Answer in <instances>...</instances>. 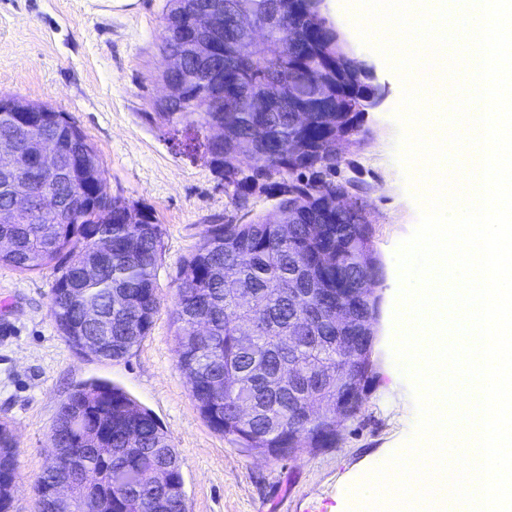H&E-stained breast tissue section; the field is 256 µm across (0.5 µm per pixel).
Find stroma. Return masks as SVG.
Segmentation results:
<instances>
[{
    "instance_id": "obj_1",
    "label": "stroma",
    "mask_w": 512,
    "mask_h": 512,
    "mask_svg": "<svg viewBox=\"0 0 512 512\" xmlns=\"http://www.w3.org/2000/svg\"><path fill=\"white\" fill-rule=\"evenodd\" d=\"M164 0H0V97L41 101L65 112L94 144L109 194L150 208L162 226L161 306L151 333L125 358L100 361L72 350L51 317V270L0 267V420L16 442L12 512H37L33 488L51 455L50 428L72 389L91 379L122 387L161 423L182 462L190 512H362L358 488L394 453L407 450L418 410L391 345L399 276L395 253L413 232L422 189L416 166L397 160L394 117L406 83L364 44L353 0H328L327 16L373 71L384 100L365 116L360 146H342L337 178L362 184L383 266L373 357L380 378L361 414L344 421L336 447L272 460L240 448L200 415L176 366L181 260L212 217L234 211L224 183L150 123L164 89Z\"/></svg>"
}]
</instances>
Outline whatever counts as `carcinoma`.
Instances as JSON below:
<instances>
[{"label": "carcinoma", "mask_w": 512, "mask_h": 512, "mask_svg": "<svg viewBox=\"0 0 512 512\" xmlns=\"http://www.w3.org/2000/svg\"><path fill=\"white\" fill-rule=\"evenodd\" d=\"M265 29L257 43L228 46L237 70L210 89L191 76L203 61L190 58L173 75L183 102L146 118L184 137L229 190L236 215L207 225L199 246L178 271L177 366L186 376L203 419L230 443L268 455L283 448L336 446V434L303 413L321 389L312 381L330 367L368 390L375 372L365 359L369 309L355 289L382 274L372 249L373 225L361 188L330 178L341 142L364 139L362 99L378 88L339 42L336 26L311 8V0H224ZM205 0H166L165 46L192 37L189 9ZM312 113L304 127L294 111ZM224 137L213 142L209 129ZM64 113L57 120L16 112L0 115V211L18 187L44 183L30 212L0 222V266L19 273L52 269L51 316L65 343L100 346L103 360L127 356L150 333L158 294L162 229L152 211L120 196L95 191L104 167L87 136ZM56 140L69 170L51 176L45 163L18 145ZM275 200L271 220L250 208L254 195ZM353 196L340 209L337 200ZM60 207L56 224L40 215ZM354 314L336 329V306ZM209 324L211 342L197 339V316ZM297 369L288 384V363ZM253 404L238 415L237 402ZM57 458L40 480L38 512H54L43 489L71 486L78 512H189L181 461L158 420L106 380L78 385L57 411L50 430ZM168 469L163 483L153 480ZM15 443L0 421V472L14 474Z\"/></svg>", "instance_id": "1"}]
</instances>
